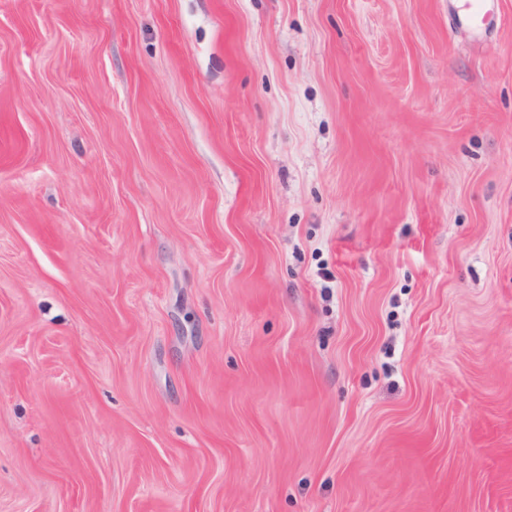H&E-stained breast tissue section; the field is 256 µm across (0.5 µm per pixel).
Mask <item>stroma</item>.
<instances>
[{"mask_svg":"<svg viewBox=\"0 0 512 512\" xmlns=\"http://www.w3.org/2000/svg\"><path fill=\"white\" fill-rule=\"evenodd\" d=\"M0 0V512H512V0ZM457 17L467 26L476 28L491 21L493 17V0H456Z\"/></svg>","mask_w":512,"mask_h":512,"instance_id":"stroma-1","label":"stroma"}]
</instances>
